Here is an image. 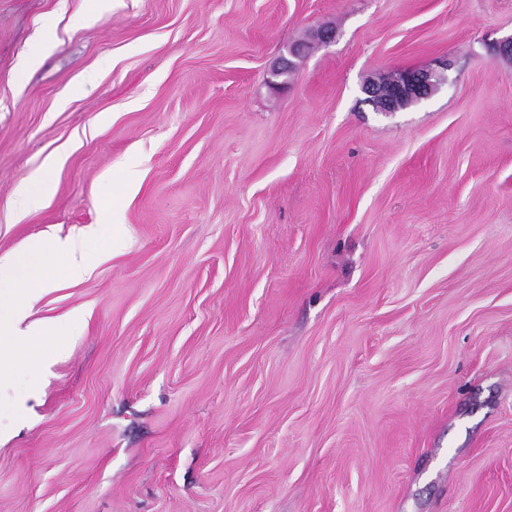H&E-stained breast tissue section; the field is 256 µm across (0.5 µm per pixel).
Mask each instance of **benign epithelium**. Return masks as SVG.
Instances as JSON below:
<instances>
[{"mask_svg":"<svg viewBox=\"0 0 512 512\" xmlns=\"http://www.w3.org/2000/svg\"><path fill=\"white\" fill-rule=\"evenodd\" d=\"M304 46L293 45L288 55L282 56L273 65L269 72V84L279 89L287 84L283 77L288 75L293 66V59L302 56ZM450 68V63L442 64V70L421 69L403 71L395 77L384 82H369L363 87L377 112H396L403 108L406 102H419L431 97L443 81L444 71Z\"/></svg>","mask_w":512,"mask_h":512,"instance_id":"obj_1","label":"benign epithelium"}]
</instances>
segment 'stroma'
<instances>
[{"label": "stroma", "mask_w": 512, "mask_h": 512, "mask_svg": "<svg viewBox=\"0 0 512 512\" xmlns=\"http://www.w3.org/2000/svg\"><path fill=\"white\" fill-rule=\"evenodd\" d=\"M509 35L512 0H0V257L124 231L34 306L0 512H512ZM450 63H442V71L421 69L403 71L384 82H369L363 87L377 112H396L403 108L406 102H420L431 97L443 81L444 71L450 68ZM53 193V183L50 179L40 176L34 179L30 187L25 188L18 194L14 204L17 220L24 219L29 211L47 200Z\"/></svg>", "instance_id": "1"}]
</instances>
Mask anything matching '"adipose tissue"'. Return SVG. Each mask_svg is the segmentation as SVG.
<instances>
[{
	"instance_id": "ef3b65f1",
	"label": "adipose tissue",
	"mask_w": 512,
	"mask_h": 512,
	"mask_svg": "<svg viewBox=\"0 0 512 512\" xmlns=\"http://www.w3.org/2000/svg\"><path fill=\"white\" fill-rule=\"evenodd\" d=\"M107 240L117 245L115 233L93 230L86 239L64 240L46 245L32 241L29 253L41 260L40 271L32 278L22 279L14 262L0 258V384L11 380L19 362L29 358L34 345L52 335V327L42 322L30 321L29 316L44 289L53 287L58 274L79 281L90 273L82 253L90 243Z\"/></svg>"
}]
</instances>
